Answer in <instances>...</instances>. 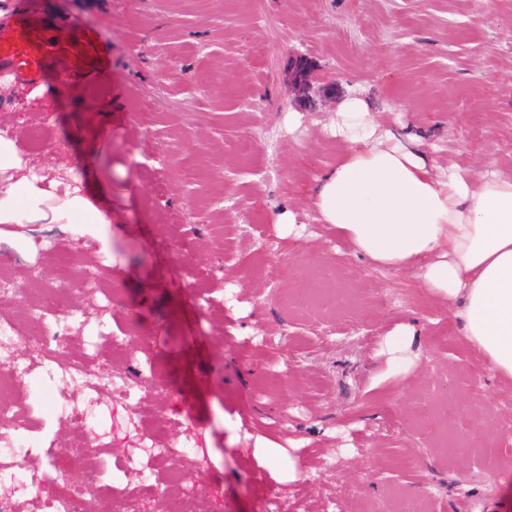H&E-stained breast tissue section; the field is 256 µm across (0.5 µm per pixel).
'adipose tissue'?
Returning a JSON list of instances; mask_svg holds the SVG:
<instances>
[{
  "mask_svg": "<svg viewBox=\"0 0 512 512\" xmlns=\"http://www.w3.org/2000/svg\"><path fill=\"white\" fill-rule=\"evenodd\" d=\"M339 115L335 134L348 148L312 190L321 221L376 267L417 269L426 290L447 300L465 345L512 379V178L439 171L360 98ZM82 180L72 168L50 176L0 131V224H85L109 252L112 211ZM416 335L400 323L384 338L389 371L414 364Z\"/></svg>",
  "mask_w": 512,
  "mask_h": 512,
  "instance_id": "obj_1",
  "label": "adipose tissue"
}]
</instances>
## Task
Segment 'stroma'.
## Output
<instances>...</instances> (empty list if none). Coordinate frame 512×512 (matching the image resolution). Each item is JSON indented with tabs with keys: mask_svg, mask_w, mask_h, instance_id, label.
Listing matches in <instances>:
<instances>
[{
	"mask_svg": "<svg viewBox=\"0 0 512 512\" xmlns=\"http://www.w3.org/2000/svg\"><path fill=\"white\" fill-rule=\"evenodd\" d=\"M57 7L97 32L105 68L74 87L47 74L35 98L20 79L0 86V126L25 105L24 153L84 169L112 208V252L77 224H0V275L23 305L75 310L59 333L104 371L85 432L102 483L129 493L124 462L150 436L192 440L204 512H512V380L465 346L417 270L374 268L311 193L346 149L333 126L353 96L431 164L512 177V0ZM52 239L71 247L44 250ZM74 270L92 279L78 293ZM401 322L421 357L399 376L377 350ZM153 366L156 405L108 383ZM30 380L13 398L41 472L82 395L49 368Z\"/></svg>",
	"mask_w": 512,
	"mask_h": 512,
	"instance_id": "1",
	"label": "stroma"
}]
</instances>
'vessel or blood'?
<instances>
[{
    "instance_id": "vessel-or-blood-1",
    "label": "vessel or blood",
    "mask_w": 512,
    "mask_h": 512,
    "mask_svg": "<svg viewBox=\"0 0 512 512\" xmlns=\"http://www.w3.org/2000/svg\"><path fill=\"white\" fill-rule=\"evenodd\" d=\"M104 62L79 18L59 26L48 0H17L0 23V64L30 81L55 71L63 82L98 70Z\"/></svg>"
}]
</instances>
